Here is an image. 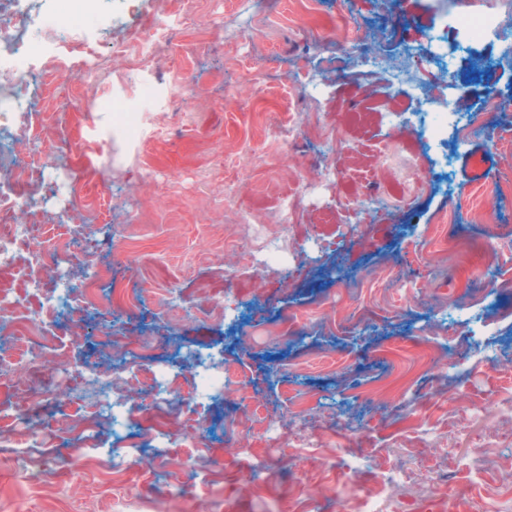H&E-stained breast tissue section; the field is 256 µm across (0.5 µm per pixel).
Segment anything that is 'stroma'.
I'll use <instances>...</instances> for the list:
<instances>
[{
	"label": "stroma",
	"instance_id": "35a3bbf8",
	"mask_svg": "<svg viewBox=\"0 0 512 512\" xmlns=\"http://www.w3.org/2000/svg\"><path fill=\"white\" fill-rule=\"evenodd\" d=\"M317 14L295 25L267 19L266 0H204L179 29L191 47L177 56L154 45L141 53L161 82L158 94L140 90V72L112 42L135 36L152 20L151 0H108L112 37L104 41L105 80L79 88L60 71L33 96L47 112L49 138L70 144L68 162L50 160L35 211L46 220L90 232L99 240L93 263L113 281L139 290L134 312L116 308L84 323L81 341L61 337L42 361L58 373L61 360L82 367L101 362L118 378L141 433L139 447L99 422L100 453L81 435L67 434L62 414L81 409L77 379L62 381L31 425L41 441L26 461L0 447V512H123L150 504L154 512H361V500L386 496V512H512V420L500 414L512 399V317L486 344L491 363L466 360L465 328L448 332L450 309L512 276V189L493 188L490 175H512V47L486 43L484 57L499 67L472 77L468 55L452 68L429 65L448 0H320ZM357 30L363 48L389 28H401L425 82L442 96L462 94L473 135L456 153L448 184L430 182L407 206L380 150L393 139L414 153L426 172L436 155L409 126L391 127L380 114L392 100L413 105L409 86L383 73L350 66L325 68L324 57L350 56L336 28ZM237 40L246 58L228 68L223 52L203 36ZM317 69L309 95L263 88V76L289 77L298 60ZM502 107L483 111L488 94ZM182 102L184 127L150 139L135 161L112 104H131L147 124L160 121L171 98ZM371 111L366 134L336 147L324 128ZM290 116L302 135L271 144L267 131ZM112 151V171L100 175L95 144ZM360 152L375 170L378 203L361 213L340 210L335 223L316 214L338 199L363 194L355 180L330 183L327 168H349ZM236 187L235 209L224 205ZM300 191L291 215L279 212L281 191ZM283 225L299 244L287 264L245 268L212 227L241 233L238 214ZM151 216L152 240L135 251L114 226ZM220 303L226 320L207 316ZM114 333L134 347L159 344L142 362L140 380L125 382L123 358L98 359V337ZM223 360L235 374L207 408L203 422L188 413V358ZM180 367L170 411L152 405L151 377ZM248 422L236 443L224 440V418ZM115 459L107 466L105 457ZM397 472L400 482L379 484Z\"/></svg>",
	"mask_w": 512,
	"mask_h": 512
}]
</instances>
